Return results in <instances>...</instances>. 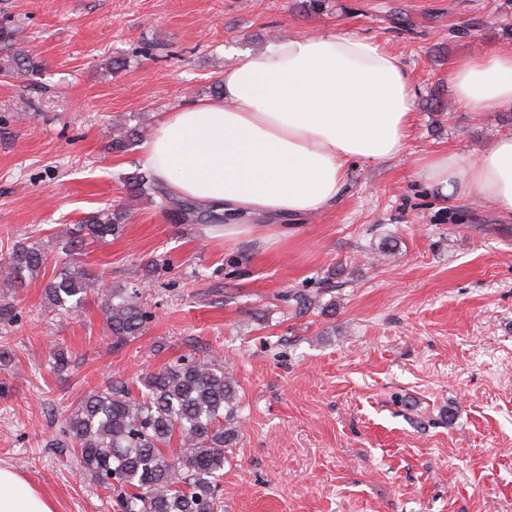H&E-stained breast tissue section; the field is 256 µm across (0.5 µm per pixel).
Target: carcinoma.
Segmentation results:
<instances>
[{
	"label": "carcinoma",
	"mask_w": 512,
	"mask_h": 512,
	"mask_svg": "<svg viewBox=\"0 0 512 512\" xmlns=\"http://www.w3.org/2000/svg\"><path fill=\"white\" fill-rule=\"evenodd\" d=\"M22 30L0 21V69L28 78L41 64L21 49ZM139 135L122 120L112 150L133 145ZM136 197L160 194L183 224H222L224 213L175 202L162 192L150 171L129 179ZM126 220L122 211L100 210L61 231V252L69 256L85 239L118 236ZM47 256L39 243H16L0 262L5 287L38 277ZM97 279L82 265L65 260L44 285L47 308L62 316L78 313L97 295L115 344L143 335L152 312L140 292L95 287ZM140 393L116 383L86 395L67 415L63 433L80 455L84 469L107 489L117 512H217L226 449L237 437V381L213 356H180L141 378Z\"/></svg>",
	"instance_id": "carcinoma-1"
}]
</instances>
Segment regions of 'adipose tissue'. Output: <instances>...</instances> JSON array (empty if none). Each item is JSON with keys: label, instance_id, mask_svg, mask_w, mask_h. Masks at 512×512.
Wrapping results in <instances>:
<instances>
[{"label": "adipose tissue", "instance_id": "obj_1", "mask_svg": "<svg viewBox=\"0 0 512 512\" xmlns=\"http://www.w3.org/2000/svg\"><path fill=\"white\" fill-rule=\"evenodd\" d=\"M221 96L162 113L141 161L175 196L224 213L227 238L259 236V220H297L344 195L352 164L401 158L416 89L385 42L349 31L273 40L237 54ZM469 112L512 108V51L474 53L448 78ZM419 172L445 199L467 195L512 214V134L462 161L427 154ZM0 512H55L0 467Z\"/></svg>", "mask_w": 512, "mask_h": 512}]
</instances>
